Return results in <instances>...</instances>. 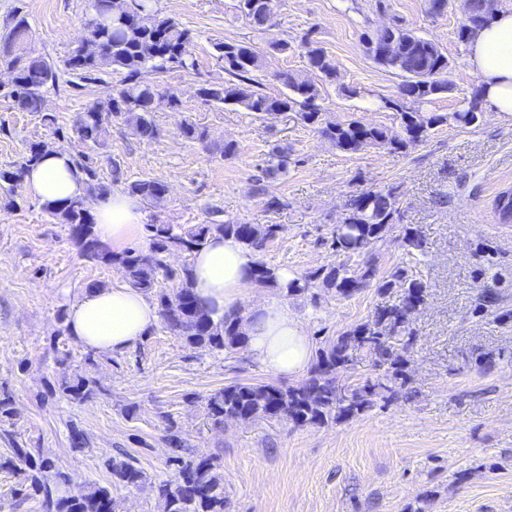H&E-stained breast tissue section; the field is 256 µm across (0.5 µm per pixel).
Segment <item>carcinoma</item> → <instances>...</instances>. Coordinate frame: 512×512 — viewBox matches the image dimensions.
I'll use <instances>...</instances> for the list:
<instances>
[{
  "label": "carcinoma",
  "instance_id": "cac0c4a2",
  "mask_svg": "<svg viewBox=\"0 0 512 512\" xmlns=\"http://www.w3.org/2000/svg\"><path fill=\"white\" fill-rule=\"evenodd\" d=\"M116 0H94L87 36L72 50L66 69L80 80L94 73L124 74L122 88L85 109L75 120L74 129L83 141L100 148L109 133L110 118L125 124L141 140H154L159 128L153 113L175 109L178 100L161 92L158 86L140 80L144 71L159 75L178 67L192 70L196 66L192 47L194 36L175 19L162 14L155 0H127L129 10L123 14L114 8ZM470 10L483 16L487 25L498 10L493 0H469ZM30 38V26L23 17L14 19L7 34L0 38V68L14 73V86L8 93L15 108L21 112L41 110L45 89L59 80L54 66L32 49L26 58L15 55L14 47ZM398 41L399 51L379 56L372 45L384 39ZM368 53L390 73L402 78L397 96L383 98L384 107L398 112L400 130L373 126L359 119L333 123L323 118V94L320 82L336 78V68L324 49L312 41H303L309 70L317 80L301 78L289 70L275 74L285 88L279 95L261 91L257 73L263 71L265 55L249 43L224 42L216 45L218 60L223 63L228 79L221 84H209L200 89L207 102L233 105L262 116L266 113L294 112L303 123L317 127L320 135L344 152H357L369 147H386L393 152L403 151L426 139L432 130L453 121L459 127L477 123L482 113L479 95L463 100L456 111L432 112L429 105L449 90L448 57L432 38L421 36L401 25L381 28L364 36ZM50 146L32 142L12 170H0V183L9 184L3 209L16 206L12 194L23 182L27 169L37 162ZM86 176L88 198L110 193L111 184L124 183V191L150 204L165 199L166 186L154 180L122 181L118 164L112 167L111 183L99 178L95 158L82 154L75 158ZM261 177L255 180L256 189L263 191V180L288 172L287 160L281 151L268 155L261 164ZM44 209L57 224L68 226L70 240L78 253L96 264L111 266L128 284L152 297L158 307L164 328L193 348L231 351L246 347V338L238 324L224 317H214L193 289V267L184 265L175 271L168 267L167 256L173 252L190 255L204 247L214 235H232L243 245L262 251L282 230L279 224H243L217 220L209 224H194L184 228L176 224H148L150 252L145 254L130 248L114 255L99 242L94 216L87 198L73 199L61 204L46 203ZM495 213L501 224L512 223V188L501 191L495 200ZM401 219L399 200L393 190H366L351 196L342 223L331 231L330 247L342 260L332 266H321L310 273L297 275L282 283L277 268L263 261L257 263L255 281L265 288H275L284 296L310 295L317 301L313 288L332 290L348 299L370 284L384 298L399 292L395 303L380 302L368 319L336 337H328L315 349V356L306 376L297 384L281 386L268 382L233 381L211 395L206 404V416L214 424L227 419L251 422L257 418L283 420L295 427L322 426L358 417L376 404L398 400L409 381L406 354L417 341V330L406 319L407 309L423 306L428 296V284L408 273L402 266L388 275L377 277V268L369 252L386 241L387 233ZM400 245L406 253H422L426 241L421 229L413 224L401 227ZM172 286L164 288L160 281ZM498 305V293L484 290L478 297L475 313L485 315ZM402 342V351L391 340ZM364 351L372 359L376 374L353 385L347 397L339 395L340 377L352 369L354 352ZM53 392L69 400L86 402L99 392L98 382L88 375L76 374L56 382ZM15 416L14 398L6 388H0V436L10 440L12 432L6 425ZM165 441L171 454L169 474L151 488L164 504V512H226L228 499L224 491V473L219 458L196 457L187 448L181 432L168 424ZM112 484L139 488L148 483L145 472L136 459L127 453L109 460ZM0 469L18 478L17 509L36 494L42 512H116L112 488L99 484L86 485L69 491L63 486L68 477L55 469L53 462L34 449L18 443L11 455L0 460Z\"/></svg>",
  "mask_w": 512,
  "mask_h": 512
}]
</instances>
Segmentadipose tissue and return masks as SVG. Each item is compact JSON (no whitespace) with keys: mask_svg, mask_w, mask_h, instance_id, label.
I'll list each match as a JSON object with an SVG mask.
<instances>
[{"mask_svg":"<svg viewBox=\"0 0 512 512\" xmlns=\"http://www.w3.org/2000/svg\"><path fill=\"white\" fill-rule=\"evenodd\" d=\"M467 61L479 77L486 102L512 120V11H501L468 45ZM27 188L44 202L83 198L87 186L70 152L51 149L31 167ZM100 241L114 253L142 240L145 214L138 198L115 192L95 202ZM258 254L232 236L216 235L193 259L196 295L217 315L239 319L247 350L267 371L291 380L308 369L313 345L301 322L276 299L245 306L256 287ZM159 320L157 306L130 286L92 288L71 304L70 335L97 353L121 352L142 339Z\"/></svg>","mask_w":512,"mask_h":512,"instance_id":"1","label":"adipose tissue"}]
</instances>
